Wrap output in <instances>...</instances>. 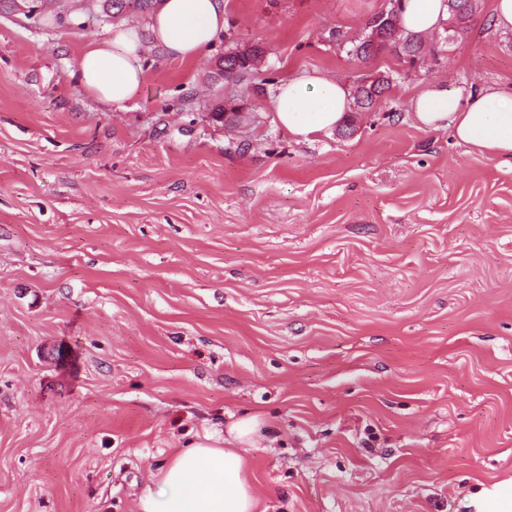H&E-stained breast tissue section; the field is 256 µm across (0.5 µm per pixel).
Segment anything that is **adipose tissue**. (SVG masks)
<instances>
[{
    "label": "adipose tissue",
    "mask_w": 512,
    "mask_h": 512,
    "mask_svg": "<svg viewBox=\"0 0 512 512\" xmlns=\"http://www.w3.org/2000/svg\"><path fill=\"white\" fill-rule=\"evenodd\" d=\"M401 24L415 34L438 31L446 0H402ZM227 25L224 0H160L147 25L119 21L78 57V84L97 100L123 108L145 79L148 51L193 60L206 53ZM351 106L340 80L306 72L280 83L274 100L277 123L296 139L338 128ZM421 127L451 128L498 165L512 168V86L466 93L432 85L411 100ZM255 421L242 418L229 432L235 445L198 442L176 450L138 500V512H255L257 505L239 445L249 443Z\"/></svg>",
    "instance_id": "adipose-tissue-1"
}]
</instances>
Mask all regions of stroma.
Here are the masks:
<instances>
[{"mask_svg":"<svg viewBox=\"0 0 512 512\" xmlns=\"http://www.w3.org/2000/svg\"><path fill=\"white\" fill-rule=\"evenodd\" d=\"M491 3L412 62L351 54L387 0H224L208 55L149 53L116 109L70 76L105 0H0V512H137L244 416L259 512H498L512 170L410 113L512 86ZM312 71L391 85L298 141L271 101Z\"/></svg>","mask_w":512,"mask_h":512,"instance_id":"35a3bbf8","label":"stroma"}]
</instances>
